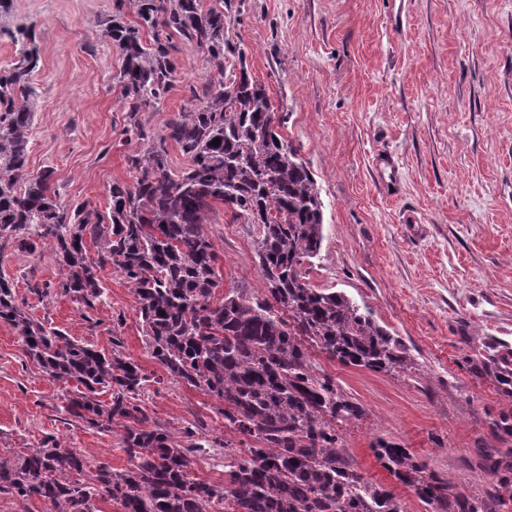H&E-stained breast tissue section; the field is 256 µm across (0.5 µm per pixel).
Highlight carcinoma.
I'll return each instance as SVG.
<instances>
[{"instance_id":"cac0c4a2","label":"carcinoma","mask_w":512,"mask_h":512,"mask_svg":"<svg viewBox=\"0 0 512 512\" xmlns=\"http://www.w3.org/2000/svg\"><path fill=\"white\" fill-rule=\"evenodd\" d=\"M136 20H124V8ZM241 24L234 0H121L102 29L117 56L118 104L126 112L131 184L108 186L106 214L85 205L61 208L51 168L27 170L34 131V38L16 41L0 73V239L33 255L51 249L60 274L55 294L84 308L101 301L106 267L136 296L151 356L168 377L218 399L224 430L243 436L224 453V481L193 474L191 457L209 440L193 427L174 434L140 402L149 382L112 334L106 355L31 317L0 276V321L22 339L51 382L68 387L63 409L90 428H122L131 467L116 472L64 452L47 435L37 448L0 457V496L48 501L54 512H405L394 494L366 478L347 454L344 426L363 406L321 373L313 348L341 364L397 373L414 368L403 340L345 293L313 288L304 266L323 242L320 188L299 149L278 132L285 118L254 79L230 29ZM151 33L144 41L143 32ZM206 53L208 75L189 86L190 105L161 129L159 111L181 78L173 38ZM220 144H213L214 138ZM189 165L171 170L167 143ZM233 220L256 224L262 288L248 297L215 296L221 281L206 230L217 205ZM96 245L90 254L88 242ZM512 395V348L479 365ZM110 394L102 400L100 395ZM373 452L387 472L414 490L426 512H502L512 502V448H478L471 468L492 478L481 495L460 491L397 444Z\"/></svg>"}]
</instances>
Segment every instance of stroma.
I'll return each instance as SVG.
<instances>
[{
	"label": "stroma",
	"mask_w": 512,
	"mask_h": 512,
	"mask_svg": "<svg viewBox=\"0 0 512 512\" xmlns=\"http://www.w3.org/2000/svg\"><path fill=\"white\" fill-rule=\"evenodd\" d=\"M241 10L248 68L286 113L281 133L321 190L324 240L307 282L367 306L417 363L416 372L391 375L315 354L320 371L366 411L343 432L349 454L406 512L425 508L379 464L377 438L408 448L458 490H485L486 477L467 460L472 449L500 447L494 422L512 411V397L469 365L512 347V0H244ZM114 11L115 0H0V65L15 57L14 32L36 37L28 168L53 169L65 209L108 212L112 180L133 179L116 57L101 36ZM176 57L183 81L152 116L158 128L207 74L192 45L180 44ZM380 154L395 161L396 194L380 181ZM208 230L225 289L254 294L258 226L220 210ZM57 275L50 249L28 255L0 241V276L13 281L27 313L107 354L120 334L124 354L149 378L140 400L153 420L227 439L219 401L170 379L151 356L119 274L102 270L105 297L82 311L69 298L33 293L32 284ZM65 393L0 322V456L51 434L90 466L128 469L119 428L67 421Z\"/></svg>",
	"instance_id": "35a3bbf8"
}]
</instances>
